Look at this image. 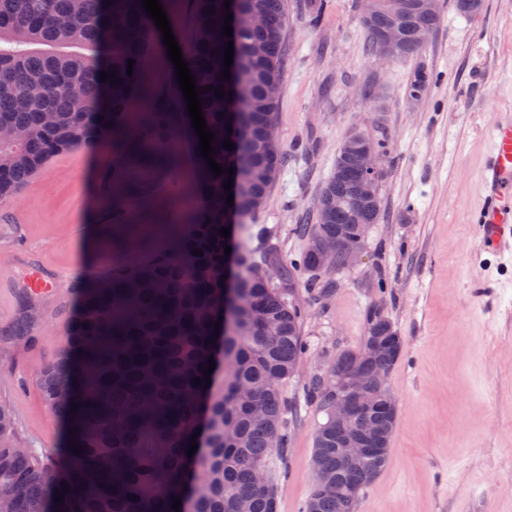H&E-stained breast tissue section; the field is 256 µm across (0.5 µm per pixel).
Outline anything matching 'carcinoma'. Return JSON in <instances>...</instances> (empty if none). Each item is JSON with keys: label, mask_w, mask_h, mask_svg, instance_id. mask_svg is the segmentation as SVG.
<instances>
[{"label": "carcinoma", "mask_w": 512, "mask_h": 512, "mask_svg": "<svg viewBox=\"0 0 512 512\" xmlns=\"http://www.w3.org/2000/svg\"><path fill=\"white\" fill-rule=\"evenodd\" d=\"M160 2L203 89L214 159L235 169L232 176L213 175L199 155L178 81L161 84L153 53L163 36L141 0H0V198L15 194L53 153L102 144L109 155L99 188L111 205L100 221L112 229L103 244L118 243L128 256L122 269L79 289L80 314L67 347L40 370L45 401L66 432L58 465L41 463L26 448L12 414L0 406V512H175L191 469V508L182 504L180 512H239L243 503L249 512H277V486L270 477L260 486L258 473L268 472L274 450L288 447L286 418L297 406L284 386L310 347L293 286L313 301L327 297L334 284L322 272L343 269L342 255L325 267L317 244L362 246L354 226L360 173L347 157L346 140L317 196L322 210L315 223L293 227L307 239L298 257H281L267 227L253 223L288 160L275 135L278 101L266 88L283 80L289 0H234L227 11L224 0ZM405 2L397 10L391 0H372L361 17L367 48L387 34L394 36L398 60L424 48L440 13L420 8L422 0ZM187 3L191 27L183 37L176 23ZM228 11L235 14L234 54L231 78L221 81ZM103 71L119 81L101 80ZM208 86L213 90L206 93ZM220 86L225 96L218 99ZM227 139L234 149L224 147ZM161 177L168 197L190 188L196 203L166 222V247L141 261L133 256L132 236L159 223ZM230 178L239 305L234 327L221 335L215 332L225 291L219 230L229 227L223 183ZM380 182L375 179L374 195L363 203L366 224L381 222ZM196 249L203 255H193ZM41 316L40 303L23 292L14 335H27ZM402 347L384 308L369 305L360 348L375 350L364 363L375 400L356 405L344 426L336 424L332 406L347 394L342 380L356 366L355 355L338 352L310 378L306 403L325 415L315 432L312 468L334 483L312 491L301 512H355L385 467L397 416L377 375L394 366ZM211 360L207 377L203 368ZM196 432L205 451L190 457ZM347 434L361 436L368 448L351 467L336 458V443Z\"/></svg>", "instance_id": "cac0c4a2"}]
</instances>
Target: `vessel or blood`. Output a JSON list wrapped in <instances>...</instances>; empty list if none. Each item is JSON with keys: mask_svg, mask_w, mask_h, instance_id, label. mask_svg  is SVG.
Instances as JSON below:
<instances>
[{"mask_svg": "<svg viewBox=\"0 0 512 512\" xmlns=\"http://www.w3.org/2000/svg\"><path fill=\"white\" fill-rule=\"evenodd\" d=\"M485 166L484 197L477 216L479 237L492 251L512 250V114L501 113Z\"/></svg>", "mask_w": 512, "mask_h": 512, "instance_id": "obj_1", "label": "vessel or blood"}]
</instances>
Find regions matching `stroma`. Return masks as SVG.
Instances as JSON below:
<instances>
[{"instance_id":"obj_1","label":"stroma","mask_w":512,"mask_h":512,"mask_svg":"<svg viewBox=\"0 0 512 512\" xmlns=\"http://www.w3.org/2000/svg\"><path fill=\"white\" fill-rule=\"evenodd\" d=\"M450 2L441 0L418 55L383 64L366 51L359 0H325L316 25L307 0H291L277 122L288 163L257 223L282 255L296 257L305 240L292 228L312 213L347 135L361 129L386 140L388 155L381 223L353 268L324 272L331 295L306 307L312 347L285 386L298 413L288 420V447L270 459L278 512H299L313 489V439L324 416L304 404L303 389L336 352L359 348L378 298L403 342L388 378L398 422L389 462L355 512H512V252H489L473 224L493 125L512 113V0H482L472 14ZM420 71L429 82L415 101L408 87ZM367 86L381 98H364ZM104 161L100 148L56 153L0 199V294L8 297L0 328L17 313L34 266L55 275L56 295L31 338L0 342V401L46 464L64 431L39 371L66 346L79 288L119 262L109 250L86 258Z\"/></svg>"}]
</instances>
